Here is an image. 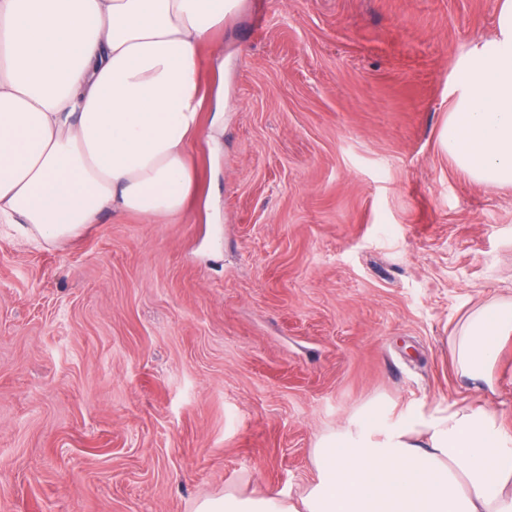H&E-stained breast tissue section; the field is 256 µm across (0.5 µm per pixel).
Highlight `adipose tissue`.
<instances>
[{"label":"adipose tissue","mask_w":512,"mask_h":512,"mask_svg":"<svg viewBox=\"0 0 512 512\" xmlns=\"http://www.w3.org/2000/svg\"><path fill=\"white\" fill-rule=\"evenodd\" d=\"M240 0H0V224L46 246L102 215L154 223L198 190L187 148L224 112L199 50ZM497 37L459 63L442 132L456 165L512 185V0ZM512 301L479 305L451 340L457 369L492 384ZM373 406L311 452L299 500L257 491L196 512H512V432L488 405L460 404L386 427Z\"/></svg>","instance_id":"ef3b65f1"}]
</instances>
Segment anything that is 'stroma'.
Returning a JSON list of instances; mask_svg holds the SVG:
<instances>
[{"mask_svg":"<svg viewBox=\"0 0 512 512\" xmlns=\"http://www.w3.org/2000/svg\"><path fill=\"white\" fill-rule=\"evenodd\" d=\"M498 0H241L215 38L224 122L189 149L190 209L73 241L0 226V512H195L297 495L317 439L495 391L450 338L512 301V186L441 144Z\"/></svg>","mask_w":512,"mask_h":512,"instance_id":"obj_1","label":"stroma"}]
</instances>
